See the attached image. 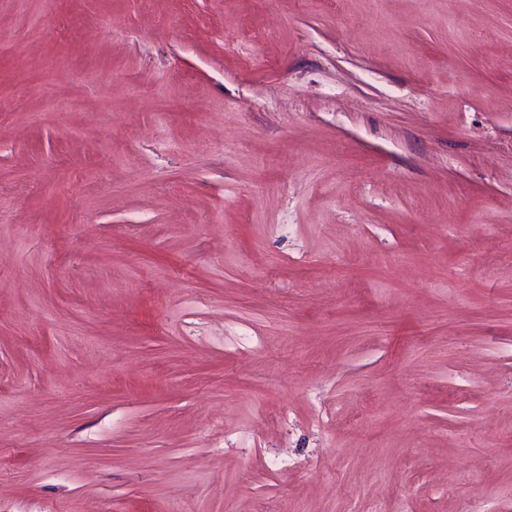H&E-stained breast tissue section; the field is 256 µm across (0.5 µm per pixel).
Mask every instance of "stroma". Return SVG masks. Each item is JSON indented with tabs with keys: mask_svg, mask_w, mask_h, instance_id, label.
Returning <instances> with one entry per match:
<instances>
[{
	"mask_svg": "<svg viewBox=\"0 0 512 512\" xmlns=\"http://www.w3.org/2000/svg\"><path fill=\"white\" fill-rule=\"evenodd\" d=\"M0 512H512V0H0Z\"/></svg>",
	"mask_w": 512,
	"mask_h": 512,
	"instance_id": "35a3bbf8",
	"label": "stroma"
}]
</instances>
